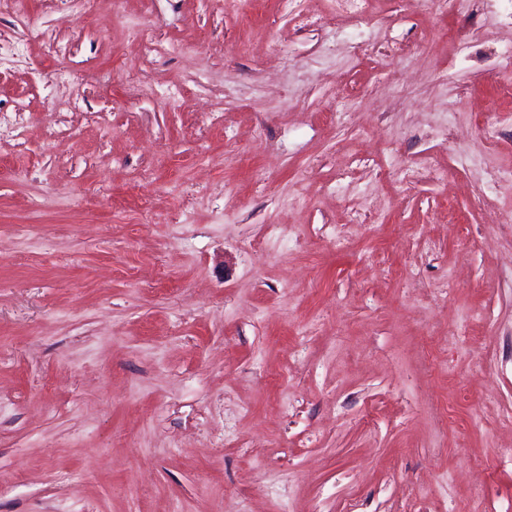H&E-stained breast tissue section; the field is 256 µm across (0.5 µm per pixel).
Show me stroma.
<instances>
[{
    "label": "stroma",
    "instance_id": "1",
    "mask_svg": "<svg viewBox=\"0 0 512 512\" xmlns=\"http://www.w3.org/2000/svg\"><path fill=\"white\" fill-rule=\"evenodd\" d=\"M316 14L0 0V512H512V0Z\"/></svg>",
    "mask_w": 512,
    "mask_h": 512
}]
</instances>
